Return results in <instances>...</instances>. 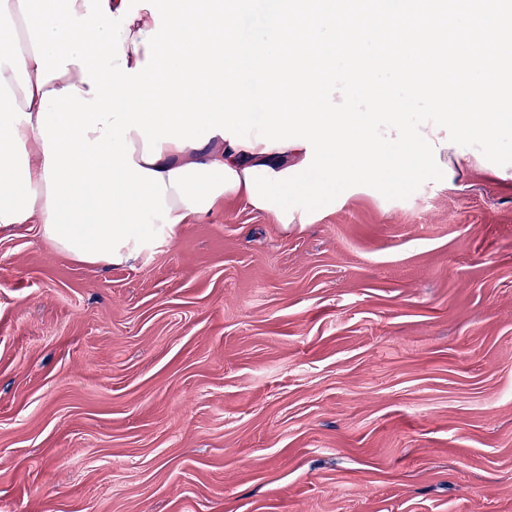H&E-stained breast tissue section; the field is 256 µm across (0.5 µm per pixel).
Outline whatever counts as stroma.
<instances>
[{
  "instance_id": "35a3bbf8",
  "label": "stroma",
  "mask_w": 512,
  "mask_h": 512,
  "mask_svg": "<svg viewBox=\"0 0 512 512\" xmlns=\"http://www.w3.org/2000/svg\"><path fill=\"white\" fill-rule=\"evenodd\" d=\"M0 512H512V179L228 200L125 267L0 233Z\"/></svg>"
}]
</instances>
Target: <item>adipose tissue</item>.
I'll list each match as a JSON object with an SVG mask.
<instances>
[{"label":"adipose tissue","mask_w":512,"mask_h":512,"mask_svg":"<svg viewBox=\"0 0 512 512\" xmlns=\"http://www.w3.org/2000/svg\"><path fill=\"white\" fill-rule=\"evenodd\" d=\"M0 33L9 38L8 45L0 47V232L17 224L42 228L48 218L45 155L37 128L42 93L75 85L84 95L90 85L74 64L65 75L38 85L18 0H0ZM305 154L300 144L268 149L258 143L250 148L216 135L197 149L164 143L160 159L150 168L163 176L171 216L195 224L223 206L225 199L249 200L247 168L264 165L282 172L301 164Z\"/></svg>","instance_id":"1"}]
</instances>
